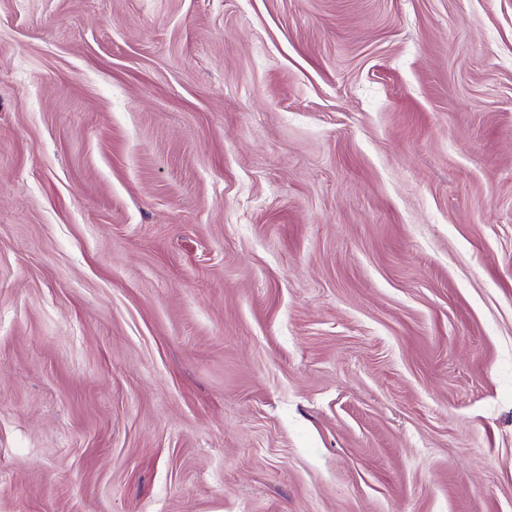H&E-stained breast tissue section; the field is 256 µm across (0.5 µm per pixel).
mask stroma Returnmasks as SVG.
Masks as SVG:
<instances>
[{"mask_svg": "<svg viewBox=\"0 0 512 512\" xmlns=\"http://www.w3.org/2000/svg\"><path fill=\"white\" fill-rule=\"evenodd\" d=\"M0 512H512V0H0Z\"/></svg>", "mask_w": 512, "mask_h": 512, "instance_id": "35a3bbf8", "label": "stroma"}]
</instances>
